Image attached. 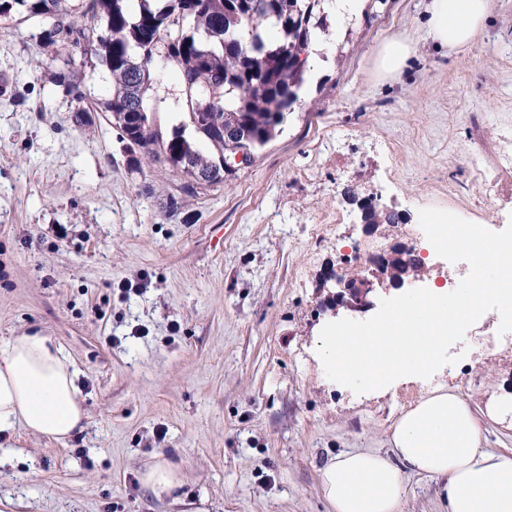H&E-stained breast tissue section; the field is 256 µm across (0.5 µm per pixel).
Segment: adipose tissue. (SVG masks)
<instances>
[{"mask_svg": "<svg viewBox=\"0 0 512 512\" xmlns=\"http://www.w3.org/2000/svg\"><path fill=\"white\" fill-rule=\"evenodd\" d=\"M492 0H431L428 35L440 47L470 48ZM74 364L48 337L0 345V438L17 428L54 440L83 428ZM391 453L358 449L321 470L332 512H402L407 475L445 479L448 512H512V455L481 446L468 403L454 391L419 399L394 423Z\"/></svg>", "mask_w": 512, "mask_h": 512, "instance_id": "ef3b65f1", "label": "adipose tissue"}]
</instances>
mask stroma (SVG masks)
<instances>
[{
    "label": "stroma",
    "instance_id": "35a3bbf8",
    "mask_svg": "<svg viewBox=\"0 0 512 512\" xmlns=\"http://www.w3.org/2000/svg\"><path fill=\"white\" fill-rule=\"evenodd\" d=\"M427 0H360L328 18L300 102L277 137L195 196L167 162L134 165L96 108L108 71L86 66L83 100L54 82L38 30L0 34V344L49 337L77 371L86 420L55 441L24 429L0 442V512H329L320 484L343 451L388 450L391 425L431 384L472 406L484 447L512 454V343L471 340L433 380L355 394L314 345L332 317L321 273L363 272L368 239L400 242L422 208L481 224L512 220V0H493L472 48L426 35ZM415 39L377 77L384 41ZM178 73L149 93L163 132L184 119ZM91 109L77 124L78 107ZM371 200L375 222L340 224ZM330 224L324 239L314 221ZM145 283L142 294L122 285ZM165 427L157 441V427ZM179 465L174 498L141 479ZM403 512H445L443 480L409 476Z\"/></svg>",
    "mask_w": 512,
    "mask_h": 512
}]
</instances>
